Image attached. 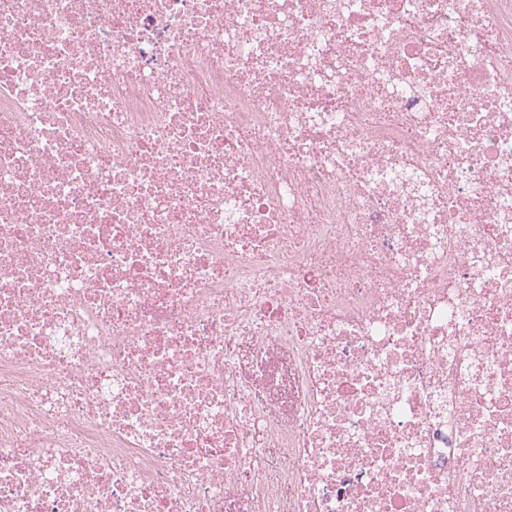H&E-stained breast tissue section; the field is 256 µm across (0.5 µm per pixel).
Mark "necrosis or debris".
<instances>
[{"mask_svg":"<svg viewBox=\"0 0 512 512\" xmlns=\"http://www.w3.org/2000/svg\"><path fill=\"white\" fill-rule=\"evenodd\" d=\"M0 512H512V0H0Z\"/></svg>","mask_w":512,"mask_h":512,"instance_id":"obj_1","label":"necrosis or debris"}]
</instances>
